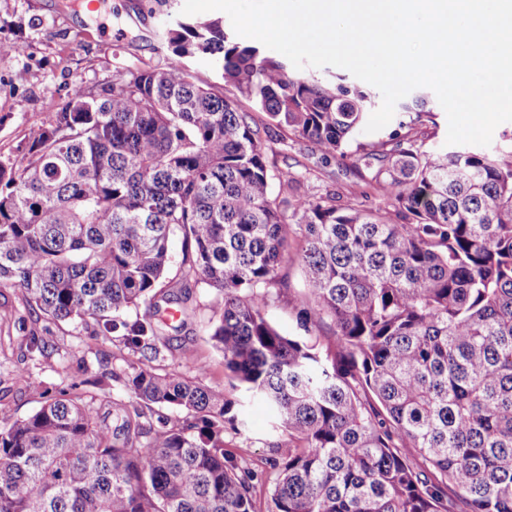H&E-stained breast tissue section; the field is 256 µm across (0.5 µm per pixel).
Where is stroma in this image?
Here are the masks:
<instances>
[{
  "instance_id": "35a3bbf8",
  "label": "stroma",
  "mask_w": 512,
  "mask_h": 512,
  "mask_svg": "<svg viewBox=\"0 0 512 512\" xmlns=\"http://www.w3.org/2000/svg\"><path fill=\"white\" fill-rule=\"evenodd\" d=\"M91 12L70 0H0V37L24 42V56L0 58V158L14 157L30 127L45 121V105L80 84L108 85L126 67H155L168 53L159 30L180 16L184 0H100ZM381 132H363L347 148V157L321 160L304 141L292 140L280 171L300 174L318 193L347 195L366 187L364 172L352 156L358 147L379 141ZM45 337L48 356L28 351L30 335ZM119 351L111 337L94 336L84 326H46L32 322L15 288H0V417H26L47 394L119 369ZM244 434H226L239 461L258 471L254 499L263 512L271 484L268 459L273 448L271 418L259 401L243 409Z\"/></svg>"
}]
</instances>
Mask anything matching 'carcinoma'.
I'll return each mask as SVG.
<instances>
[{
    "instance_id": "carcinoma-1",
    "label": "carcinoma",
    "mask_w": 512,
    "mask_h": 512,
    "mask_svg": "<svg viewBox=\"0 0 512 512\" xmlns=\"http://www.w3.org/2000/svg\"><path fill=\"white\" fill-rule=\"evenodd\" d=\"M162 39L164 64L47 102L0 160V288L36 321L115 338L130 396L100 378L0 421V512H256L257 473L224 444L245 427L239 387L288 436L266 512H512V148L429 150L420 95L356 155L378 203L286 172L275 192L261 133L345 157L370 95L295 75L220 19ZM197 55L222 84L190 74ZM293 241L305 288L287 295ZM285 296L302 336L268 316ZM202 310L227 387L199 381L194 342L171 344ZM164 350L195 375L157 371Z\"/></svg>"
}]
</instances>
